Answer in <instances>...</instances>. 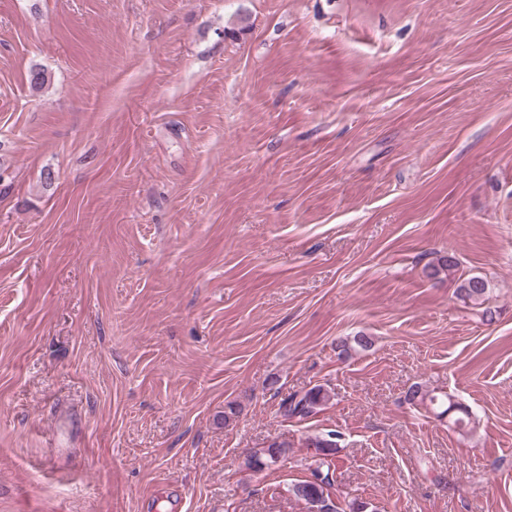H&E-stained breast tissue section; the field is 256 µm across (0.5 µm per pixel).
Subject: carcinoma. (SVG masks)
Here are the masks:
<instances>
[{
	"label": "carcinoma",
	"mask_w": 512,
	"mask_h": 512,
	"mask_svg": "<svg viewBox=\"0 0 512 512\" xmlns=\"http://www.w3.org/2000/svg\"><path fill=\"white\" fill-rule=\"evenodd\" d=\"M457 267L456 258L448 253L440 254L429 265V275L436 277L442 271H450ZM458 294L473 301L484 302L489 292V284L481 276L471 275L462 279L457 288ZM409 401H420L425 406H438L442 411L437 416H445L452 412L457 415L454 423L462 427L473 417L472 411L464 404L452 399V396L438 397L414 385L406 392ZM330 400L327 389L316 385L302 394L294 393L282 399L279 412L286 420L304 421L316 415ZM341 434L335 430L317 434L308 438V447L314 449L312 478L299 481L290 486L289 492L309 505V512H338L331 497L336 453L339 448ZM288 443L274 442L267 448L250 454L247 465L260 469L276 462L286 453Z\"/></svg>",
	"instance_id": "cac0c4a2"
}]
</instances>
